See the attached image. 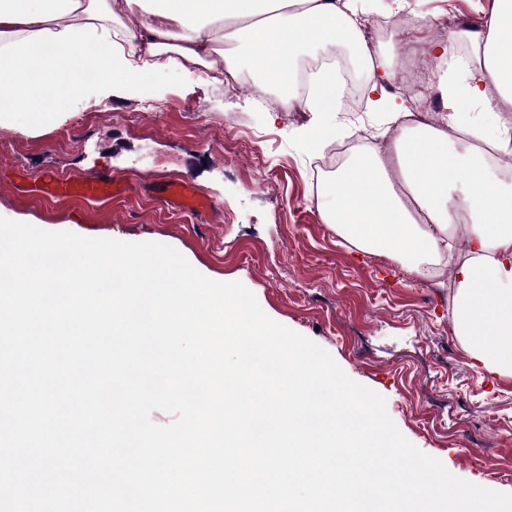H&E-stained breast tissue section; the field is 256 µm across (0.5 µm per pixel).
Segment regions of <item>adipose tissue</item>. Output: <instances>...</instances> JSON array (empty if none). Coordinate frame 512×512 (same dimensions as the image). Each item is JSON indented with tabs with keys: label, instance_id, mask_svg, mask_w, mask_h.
I'll list each match as a JSON object with an SVG mask.
<instances>
[{
	"label": "adipose tissue",
	"instance_id": "adipose-tissue-1",
	"mask_svg": "<svg viewBox=\"0 0 512 512\" xmlns=\"http://www.w3.org/2000/svg\"><path fill=\"white\" fill-rule=\"evenodd\" d=\"M359 12L360 0H0V127H14L19 102L42 126L57 122L59 97H155L164 65L188 77L203 65L217 78L255 70L280 88L302 53L350 46L368 58ZM454 37L472 53L440 81V123L380 99L401 122L390 152L359 150L322 184L320 206L345 240L391 254L417 277L452 267L454 336L484 370L512 379V186L495 178L486 150L512 142L499 118L500 102L512 104V0H492L484 34ZM337 95L336 71L325 67L308 95L282 98L284 109L312 115L305 147L337 135Z\"/></svg>",
	"mask_w": 512,
	"mask_h": 512
}]
</instances>
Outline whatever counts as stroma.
Wrapping results in <instances>:
<instances>
[{
  "instance_id": "obj_1",
  "label": "stroma",
  "mask_w": 512,
  "mask_h": 512,
  "mask_svg": "<svg viewBox=\"0 0 512 512\" xmlns=\"http://www.w3.org/2000/svg\"><path fill=\"white\" fill-rule=\"evenodd\" d=\"M490 0H407L422 18L379 43L381 62L410 44L447 46L445 18L482 30ZM239 91L211 82L205 70L186 80L157 75V100L125 96L108 106L61 101L60 123L33 130L28 113L0 128V216L46 231L90 238L159 242L202 275L238 281L273 320L326 349L343 371L386 399L401 433L453 475L512 494V379L474 367L452 332L451 279L409 274L392 256L342 239L319 212L315 154L299 140L307 112H285L278 89L256 73ZM363 91L342 107L343 138L392 130ZM106 169L130 192L105 203L38 192L44 171L73 178ZM25 171L29 191L5 181ZM182 178L213 201L216 221L171 209L157 183Z\"/></svg>"
}]
</instances>
